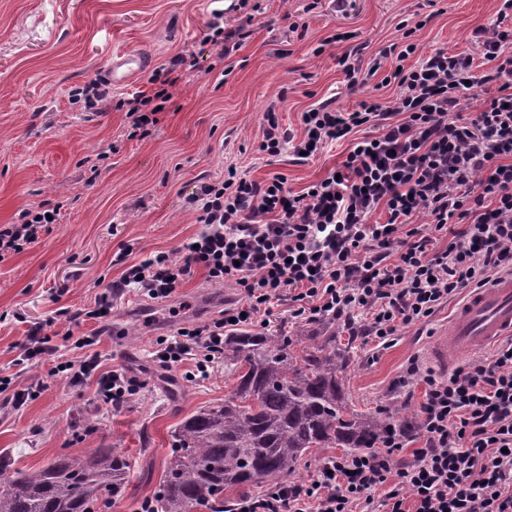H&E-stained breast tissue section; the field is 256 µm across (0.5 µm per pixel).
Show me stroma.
Here are the masks:
<instances>
[{
  "instance_id": "stroma-1",
  "label": "stroma",
  "mask_w": 512,
  "mask_h": 512,
  "mask_svg": "<svg viewBox=\"0 0 512 512\" xmlns=\"http://www.w3.org/2000/svg\"><path fill=\"white\" fill-rule=\"evenodd\" d=\"M231 0H0V225L19 210L62 203L58 223L37 243L0 261V376L17 385L43 382L45 390L22 408L0 396V458L15 469H37L62 452L107 445L131 464V496L105 512H138L160 482L178 423L197 408L221 402L236 381L215 366L209 376L188 379L192 367L166 368L154 355L158 336L188 322L205 321L232 307L233 282H207L202 270L177 285L171 298L152 300L129 289L112 299V325L97 346L105 366H123L141 382L121 409L98 401L91 386H71L50 375L49 363L24 371L13 361L31 324L48 323L57 310L92 307L125 264L149 254L178 252L201 230L185 199L204 181H219L234 163L251 178L280 175L301 191L345 160L348 144L306 162L290 152L258 154L264 113L277 94L285 100L281 124L300 133L301 112L337 92L336 106L367 99L386 103L396 85L371 77L346 88L337 55L364 45L375 51L398 42L401 21L419 15V54L471 49L473 29L496 21L493 0H261L263 12L231 10ZM247 26L250 35L230 58L224 80L205 74L213 65L204 40L216 22ZM341 40L325 45L331 35ZM143 52L148 69L186 51L201 53L200 68L183 76L149 137L129 138L124 112L84 110L71 104V88L104 76L113 52ZM108 159H101L102 151ZM124 264H117V255ZM275 303L264 332L309 336L316 323L289 315L291 296ZM453 305L425 326L400 331L382 348L371 338L336 329V345L350 351L346 392L352 409L397 410L416 416L424 384L400 390L396 382L413 356H426L448 328Z\"/></svg>"
}]
</instances>
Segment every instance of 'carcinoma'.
<instances>
[{
  "label": "carcinoma",
  "instance_id": "cac0c4a2",
  "mask_svg": "<svg viewBox=\"0 0 512 512\" xmlns=\"http://www.w3.org/2000/svg\"><path fill=\"white\" fill-rule=\"evenodd\" d=\"M294 354L292 339L241 332L224 337V367L238 380L224 401L202 406L174 430L151 512H224V491L259 489L293 478L313 448H376L393 423L387 412L348 411L346 352L336 331L311 337ZM130 463L115 448L55 457L18 471L0 486V512H97L102 498L123 497Z\"/></svg>",
  "mask_w": 512,
  "mask_h": 512
}]
</instances>
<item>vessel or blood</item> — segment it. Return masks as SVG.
<instances>
[{
  "instance_id": "obj_1",
  "label": "vessel or blood",
  "mask_w": 512,
  "mask_h": 512,
  "mask_svg": "<svg viewBox=\"0 0 512 512\" xmlns=\"http://www.w3.org/2000/svg\"><path fill=\"white\" fill-rule=\"evenodd\" d=\"M146 66L141 53L113 54L106 74L112 85L126 84ZM512 336V276L471 291L451 318L447 331L434 339L428 358L441 369L452 367L464 354L478 352Z\"/></svg>"
}]
</instances>
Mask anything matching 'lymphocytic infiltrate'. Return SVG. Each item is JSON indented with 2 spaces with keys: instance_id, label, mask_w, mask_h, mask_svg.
<instances>
[{
  "instance_id": "f902f5d3",
  "label": "lymphocytic infiltrate",
  "mask_w": 512,
  "mask_h": 512,
  "mask_svg": "<svg viewBox=\"0 0 512 512\" xmlns=\"http://www.w3.org/2000/svg\"><path fill=\"white\" fill-rule=\"evenodd\" d=\"M496 2L498 22L475 30V52L438 49L417 57V21L402 42L369 61L355 48L340 55L348 88L364 75L397 84L387 104L363 100L342 111L323 101L302 112L297 135L280 125L279 103L271 101L258 152L277 157L289 149L311 158L351 139L338 171L296 192L282 176L260 182L227 165L222 180L202 183L186 199L203 229L182 258L160 252L129 265L93 309H60L56 320L82 316L104 330L119 291L166 298L197 269L214 284L234 280V307L156 342L157 358L205 375L224 357L226 332L256 324L293 285L304 288L293 318L340 320L352 335L386 346L463 290L512 275V0ZM479 57L491 71L479 69ZM198 65L195 53L181 52L152 72L149 90L114 99L105 81L94 79L72 88L69 99L89 109L114 101L132 135L145 138L182 71ZM491 82L497 95L463 117L465 100L483 95ZM379 210L384 221L372 222ZM416 214L426 223L409 226ZM58 215L55 206L24 209L17 222L1 224L0 261L36 243ZM96 343L78 337L79 356L51 372L74 386L94 383L101 402L121 407L140 382L126 369L104 368ZM420 381L425 443L410 459L402 457L404 432L394 430L382 447L331 458L308 481L241 498L232 512H512V339L445 379L410 363L402 385Z\"/></svg>"
}]
</instances>
